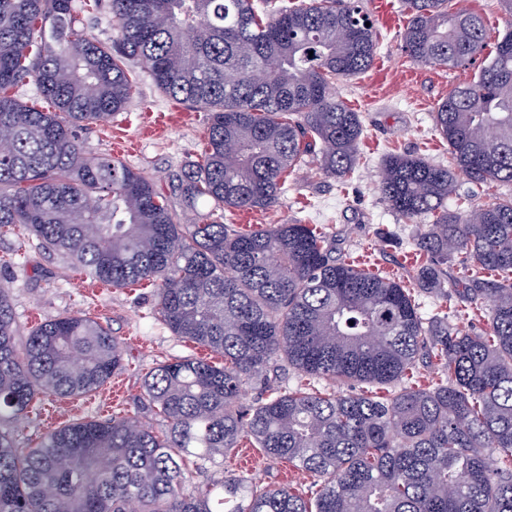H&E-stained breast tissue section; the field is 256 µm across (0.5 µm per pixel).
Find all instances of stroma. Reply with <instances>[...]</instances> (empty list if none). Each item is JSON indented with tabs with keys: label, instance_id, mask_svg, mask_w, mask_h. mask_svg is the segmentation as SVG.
Here are the masks:
<instances>
[{
	"label": "stroma",
	"instance_id": "obj_1",
	"mask_svg": "<svg viewBox=\"0 0 512 512\" xmlns=\"http://www.w3.org/2000/svg\"><path fill=\"white\" fill-rule=\"evenodd\" d=\"M377 30L379 48L372 66L357 77L336 83V93L361 115L364 135L356 170L346 181L298 171L289 175L276 207L235 211L225 223L240 230L276 224H319L331 236L336 252L355 262L372 263L413 288L427 313L445 312L451 326L480 330L483 320L466 297L461 283L466 274L457 260L442 267L441 286L425 288L417 278L412 243L417 227L395 214L383 200L379 183L384 158L412 154L448 166V145L435 130L434 114L455 87L473 80L481 64L459 67L412 62L403 44L408 15L402 0H361ZM136 90L126 108L99 125L79 130L90 152L111 153L150 179L170 207L183 211L186 203L177 184L189 163L197 161L204 141L207 115L177 103L153 83L143 66H135ZM0 285L10 287L20 335L36 321L63 312L92 317L117 336L124 367L112 382L81 399L47 398L56 411L47 422L41 407L13 422L20 447L28 448L45 433L65 424L102 417L104 412L139 416L156 431L165 423L157 415L138 414L136 399L146 375L157 362L185 356L222 364L219 355L179 339L152 316L155 288L141 282L125 288L96 290L92 279H80L68 258L43 250L35 238L0 233ZM226 472H244L270 485L309 486L307 473L284 463L267 461L249 441L229 451Z\"/></svg>",
	"mask_w": 512,
	"mask_h": 512
}]
</instances>
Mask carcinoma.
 Wrapping results in <instances>:
<instances>
[{
	"label": "carcinoma",
	"instance_id": "carcinoma-1",
	"mask_svg": "<svg viewBox=\"0 0 512 512\" xmlns=\"http://www.w3.org/2000/svg\"><path fill=\"white\" fill-rule=\"evenodd\" d=\"M450 0H403L415 62L466 66L483 55L482 18ZM87 0H0V228L63 251L114 288L156 286L154 315L173 335L224 357L160 362L132 416L72 422L34 448L2 427L47 395H88L122 367L111 329L64 313L18 336L0 288V512H512V198L451 210L461 184H512V25L473 81L434 120L453 167L391 154L388 206L408 222L418 279L466 270L462 293L484 329L420 312L401 281L334 256L314 224L232 230L224 212L278 203L288 175L316 157L350 176L359 113L338 78L368 69L377 34L358 0H111V44L80 26ZM141 61L159 89L207 112L198 160L178 180L199 224L110 154L84 151L77 130L124 109ZM28 83L50 105L19 100ZM430 384L414 383L425 364ZM297 370L306 383L273 375ZM324 379L352 388L325 393ZM267 397L241 407L245 387ZM387 388L378 395L377 389ZM252 440L263 455L314 477L306 492L244 475L193 485Z\"/></svg>",
	"mask_w": 512,
	"mask_h": 512
}]
</instances>
